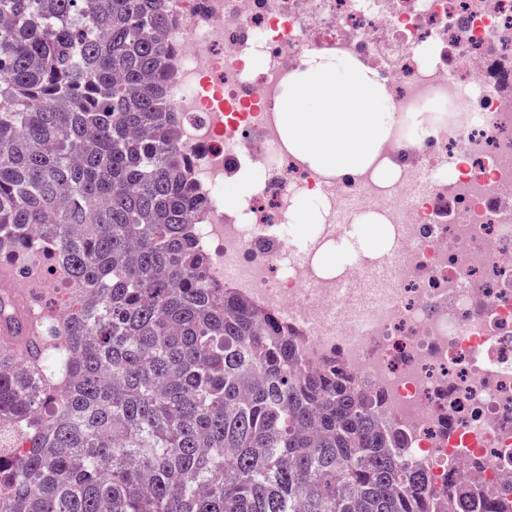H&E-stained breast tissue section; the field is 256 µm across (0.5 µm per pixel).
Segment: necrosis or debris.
I'll use <instances>...</instances> for the list:
<instances>
[{
    "instance_id": "4bbe7bcc",
    "label": "necrosis or debris",
    "mask_w": 512,
    "mask_h": 512,
    "mask_svg": "<svg viewBox=\"0 0 512 512\" xmlns=\"http://www.w3.org/2000/svg\"><path fill=\"white\" fill-rule=\"evenodd\" d=\"M167 98L207 202L212 283L337 363L434 488L512 497V0H168ZM369 69L399 116L374 164L329 176L293 155L276 104L313 56ZM247 194H226L228 181ZM320 210L304 245L297 201ZM378 255L343 252L362 218ZM477 457L482 466L466 469Z\"/></svg>"
}]
</instances>
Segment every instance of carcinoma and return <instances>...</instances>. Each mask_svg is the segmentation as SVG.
<instances>
[{
	"mask_svg": "<svg viewBox=\"0 0 512 512\" xmlns=\"http://www.w3.org/2000/svg\"><path fill=\"white\" fill-rule=\"evenodd\" d=\"M165 0H0V255L75 308L0 351L10 512H512L434 493L352 377L211 283Z\"/></svg>",
	"mask_w": 512,
	"mask_h": 512,
	"instance_id": "carcinoma-1",
	"label": "carcinoma"
}]
</instances>
